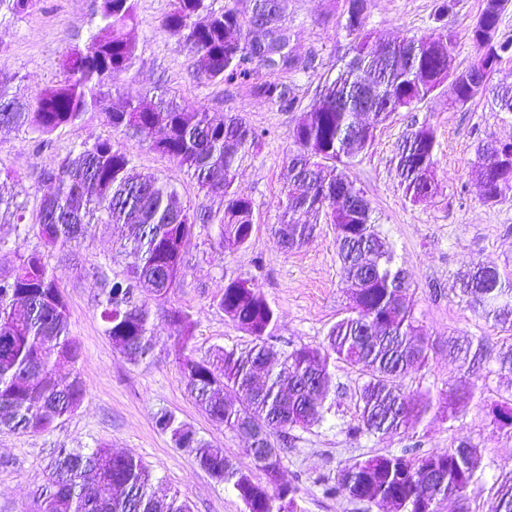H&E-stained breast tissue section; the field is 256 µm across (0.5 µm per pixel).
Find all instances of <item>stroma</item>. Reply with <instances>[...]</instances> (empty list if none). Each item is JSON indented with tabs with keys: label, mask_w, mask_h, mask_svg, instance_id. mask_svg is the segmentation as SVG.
Returning <instances> with one entry per match:
<instances>
[{
	"label": "stroma",
	"mask_w": 512,
	"mask_h": 512,
	"mask_svg": "<svg viewBox=\"0 0 512 512\" xmlns=\"http://www.w3.org/2000/svg\"><path fill=\"white\" fill-rule=\"evenodd\" d=\"M281 5L295 31L296 55L313 60L311 69L289 76L298 111L271 109L250 81H206L198 56L159 30L171 0H136L134 63L111 87L117 104L162 92L183 104L203 105L217 119L239 114L263 134L262 146L234 173L235 188L253 204L255 227L248 244L224 250L217 242L218 228L211 224L196 226L184 246V273L171 301L192 317L195 346L202 354L250 344L249 336L217 305L225 284L236 278L252 280L275 310L274 345L281 352L321 345L330 327L350 312L332 226L320 225L308 244L292 251L277 244L271 227L278 223L285 199V162L296 150L292 131L300 111L316 100L324 80L335 77L352 57L353 40L342 27L343 0H281ZM435 5L436 0H367L364 33L373 41H399L445 26L455 35L456 65L468 67L476 58L470 31L482 0H453L440 21L434 18ZM90 19L91 0H40L35 11L0 22V69L15 74L12 87L18 97L33 99L59 77L72 38L87 37ZM423 126L436 135L434 188L426 201L415 203L399 189L393 159L402 136ZM105 131L102 116L95 112L53 134L44 147L29 131L0 128V170L18 181L19 200L27 212L36 211L48 190L43 172ZM114 140L143 176L169 182L191 206L220 208L218 197L204 196L183 171L152 150L149 134H118ZM504 141L512 142V112L500 111L487 96L454 104L444 85L415 109L394 114L370 147L351 160L347 173L368 200L394 266L404 271L409 283L404 299L432 342L428 364L402 379L403 390L445 392L464 375L479 389L460 418L434 412L406 431L353 437L348 428L356 418L363 379L354 367L337 363L336 390L325 402L324 421L273 438L283 450L281 480L300 488V512H387L383 506L326 497L321 481L336 477L351 460L406 449L443 451L462 436L481 448L482 467L466 502L444 501L439 512H489L499 481L512 477V430L497 429L490 415L493 403L512 398V372L501 371L498 364L499 353L512 346V334L495 328L454 291L458 275L472 264L512 268V199L485 204L474 188L478 147ZM49 261L69 303L70 334L81 347L73 372L86 399L49 432L0 430V512H34L35 494L47 481L56 450L92 448L100 442L140 459L155 477L156 492L178 493L191 512H244L230 485L211 477L155 424L158 412H171L242 469H255L241 437L209 419L188 397L174 350L177 327L155 316V350L138 363L116 350L104 333L97 310L100 277L122 276L125 268L112 226L87 224L76 244L54 250ZM470 340L482 342L483 355L465 370L449 356L448 347Z\"/></svg>",
	"instance_id": "1"
}]
</instances>
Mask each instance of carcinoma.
Here are the masks:
<instances>
[{
  "label": "carcinoma",
  "mask_w": 512,
  "mask_h": 512,
  "mask_svg": "<svg viewBox=\"0 0 512 512\" xmlns=\"http://www.w3.org/2000/svg\"><path fill=\"white\" fill-rule=\"evenodd\" d=\"M136 0H94L87 39L71 44L62 77L30 101L10 91L14 76L0 71V126L26 128L40 142L82 120L89 112L104 116L108 134L72 150L57 168L43 174L54 191L41 198L35 216L26 218L16 194H5L0 182V214L15 224L18 263L0 278V429L39 434L74 413L85 398L78 376L58 378L74 365L80 347L70 336V309L48 255L22 249L30 232L47 248H63L83 234L92 219L121 227V251L131 258L121 278L103 279L100 317L111 344L133 361L149 356L155 346L151 304L180 329L175 342L179 369L188 395L207 416L239 434L265 481L244 473L220 448L212 447L187 424L165 412L159 428L178 448L189 450L215 479L232 486L245 512H298V487L280 482L281 449L272 437L295 427L322 422L324 402L334 391L335 363L349 364L363 376L357 435L408 430L432 411L458 418L477 386L461 377L451 394L407 393L400 380L426 366L430 342L416 325L412 307L401 301L407 288L402 271L393 269L392 252L375 229L363 192L345 173L349 161L369 147L380 125L393 114L410 110L450 80L455 100L465 104L483 96L488 82L475 65L453 68L436 79H415L425 68L439 72L447 65L452 35L424 34L400 42L370 43L362 36L366 0H346L344 30L355 36L354 57L336 78L324 82L318 99L293 131L297 153L289 157L290 179L304 187L288 191L274 226L277 243L298 247L313 237L319 224L334 226L343 280L351 301L349 315L336 321L318 347L300 346L284 356L277 371L273 308L245 279L224 286L218 307L251 337L243 349H215L197 356L193 322L170 304L183 274V249L198 224L218 226L219 245L234 251L251 239V201L233 187L234 171L261 144L242 118L220 122L202 106L156 100L111 105L110 85L127 72L135 58ZM172 0L160 29L201 57L206 80L246 82L264 67L272 72L299 67L292 56V33L281 8H253L243 16L225 0ZM39 0H0V21L32 11ZM504 12L498 0H483L479 24L470 39L478 56L500 63L512 42L499 38ZM271 107L297 108L295 89L279 78L255 86ZM371 119L359 124L362 134L346 136L360 111ZM155 131L152 148L193 178L205 195L219 196L224 207L204 213L185 204L167 182L142 178L132 158L115 145V134ZM436 139L422 127L404 136L398 147V176L405 196L424 202L433 189ZM509 146L478 150L475 188L480 200L497 204L512 196V161L498 167L495 156ZM461 296L473 310L504 332H512V270L474 266L460 280ZM498 429H512V401L491 410ZM481 451L469 438L443 452L424 455L382 453L345 464L325 493L373 504H389L393 512H438L442 501L462 498L475 482ZM40 512H190L174 494L152 492V473L139 459L115 454L106 446L90 451L62 448L49 485L41 489ZM491 512H512V482L499 484Z\"/></svg>",
  "instance_id": "1"
}]
</instances>
